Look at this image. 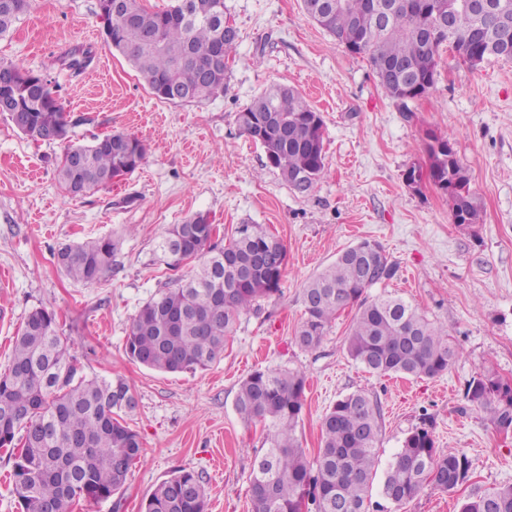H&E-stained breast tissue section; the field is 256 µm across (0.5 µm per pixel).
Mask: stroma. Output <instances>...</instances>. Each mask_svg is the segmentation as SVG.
<instances>
[{"label": "stroma", "mask_w": 512, "mask_h": 512, "mask_svg": "<svg viewBox=\"0 0 512 512\" xmlns=\"http://www.w3.org/2000/svg\"><path fill=\"white\" fill-rule=\"evenodd\" d=\"M239 32L229 86L210 101H159L105 41L98 0H32L0 38V60L17 61L57 85L73 142L130 133L148 147L145 163L112 185L72 197L60 187L59 142L34 143L0 112V374L33 309L57 313L72 340L78 375L123 377L135 407L127 415L143 454L119 493L79 502L75 512H141L172 471L202 474L208 512H251L249 478L261 426L244 423L239 384L257 368L299 369L307 378L297 434L308 456L321 444V421L336 400L361 391L381 410L379 458L389 462L406 434L429 424L441 453L464 451L470 478L455 493L426 487L395 505L371 495L381 512H459L490 487L512 484V429L502 431L468 401L466 386L490 374L512 383V61L472 70L442 53L434 88L401 104L382 91L367 58L349 54L302 11L300 0H224ZM89 51L80 73L62 63ZM273 83L297 88L325 123L328 172L309 192L289 189L263 148L243 135L236 114ZM453 135L468 178L477 224L452 220L446 192L411 186L425 165L429 135ZM209 214L220 239L237 224L264 225L288 249L279 295L241 313L233 340L207 369L165 373L125 352L140 305L192 265L167 269L157 246L171 225ZM119 239L111 270L97 283L65 276L55 254L66 244ZM383 245L397 266L371 295L392 292L448 328L458 350L433 378L377 377L353 363L345 337L355 314L341 311L321 344L295 341L301 292L314 274L360 240Z\"/></svg>", "instance_id": "stroma-1"}]
</instances>
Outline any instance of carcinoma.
Returning <instances> with one entry per match:
<instances>
[{
  "instance_id": "cac0c4a2",
  "label": "carcinoma",
  "mask_w": 512,
  "mask_h": 512,
  "mask_svg": "<svg viewBox=\"0 0 512 512\" xmlns=\"http://www.w3.org/2000/svg\"><path fill=\"white\" fill-rule=\"evenodd\" d=\"M307 17L354 54L367 57L382 91L407 104L427 95L437 82L443 47L459 59L512 60V0H488L495 20L464 6L465 0H335L318 18ZM456 5L452 30L437 26L436 13ZM389 7L376 24L380 5ZM30 7V0H0V37ZM224 0H175L165 10L147 11L141 0H122L119 14L99 13L112 29L110 45L136 69L151 93L170 102L200 103L224 93L231 69L210 71L215 46L231 51L238 30L217 22ZM132 18L128 24L121 17ZM21 122L13 126L33 142L61 133L57 164L62 188L72 196L112 183L138 169L146 147L124 132L90 145L70 139L64 105L52 82L40 74L0 86ZM239 129L260 144L269 166L294 191L308 192L327 173L324 120L295 88L271 84L236 114ZM428 179L448 192L452 216L479 223L469 180L452 137L429 136ZM209 215L196 213L168 230L158 243L173 269L197 260L193 275L158 290L137 311L125 350L135 362L166 373L204 369L224 352L239 315L280 292L286 246L261 224H239L220 246ZM118 243L110 238L66 244L57 263L71 279L93 284L111 269ZM396 264L376 241L364 239L343 250L302 290L304 319L296 341L317 348L340 311L358 309L345 338L348 357L373 375L435 378L448 371L457 350L448 329L430 320L398 294L364 297L391 280ZM306 376L300 370L258 368L239 385L240 418L265 430V448L255 454L250 476L252 512H370L369 494L379 462L381 415L363 392L336 401L321 422V448L307 457L296 435ZM125 380L76 377L66 338L56 330V313L39 307L26 317L14 340L8 372L0 374V451L12 461V494L22 512H73L93 490L104 501L126 482L140 460L142 443L122 414L134 405ZM466 398L483 408L493 424L512 427V384L492 375L469 381ZM471 468L463 451L441 454L431 428H413L388 464L381 493L402 505L431 485L452 492ZM143 512H207L200 473L180 469L163 480ZM460 512H512V486L468 499Z\"/></svg>"
}]
</instances>
